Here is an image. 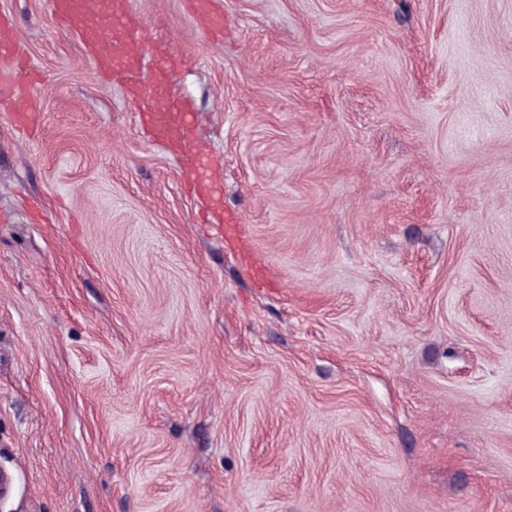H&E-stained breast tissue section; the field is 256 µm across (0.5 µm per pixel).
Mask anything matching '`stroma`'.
I'll return each mask as SVG.
<instances>
[{"label": "stroma", "mask_w": 512, "mask_h": 512, "mask_svg": "<svg viewBox=\"0 0 512 512\" xmlns=\"http://www.w3.org/2000/svg\"><path fill=\"white\" fill-rule=\"evenodd\" d=\"M124 3L222 202L0 0V512H512V0ZM22 76L18 66V50L15 43L0 31V108L9 104L18 117V129H25L24 112H30L32 103L27 98L17 95L15 87L21 83Z\"/></svg>", "instance_id": "1"}]
</instances>
